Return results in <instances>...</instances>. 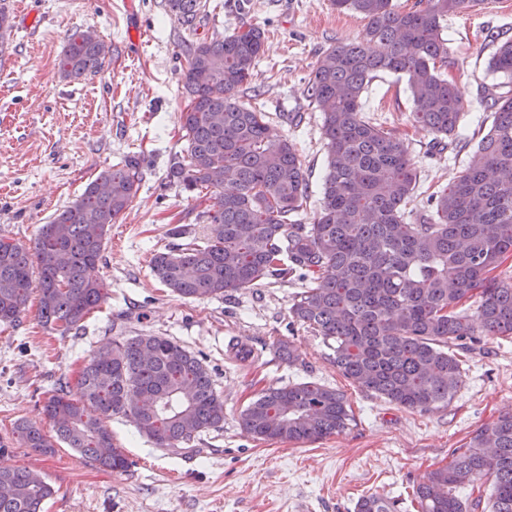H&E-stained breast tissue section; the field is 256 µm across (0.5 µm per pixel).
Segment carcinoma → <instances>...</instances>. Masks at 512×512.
I'll return each mask as SVG.
<instances>
[{
  "label": "carcinoma",
  "instance_id": "1",
  "mask_svg": "<svg viewBox=\"0 0 512 512\" xmlns=\"http://www.w3.org/2000/svg\"><path fill=\"white\" fill-rule=\"evenodd\" d=\"M368 19L371 40L322 51L304 95L322 113L328 170L313 222L299 215L309 179L288 139L269 135L268 115L237 97L263 50L257 26L221 40L190 43L181 81L183 155L167 179L188 192L207 189L202 212L210 233L150 261L155 277L186 299L221 297L266 279L298 283L289 314L322 337L341 373L357 387L409 410L450 404L464 385L459 352L485 337L512 338V276L495 274L512 255V97H491L494 121L468 167L430 196V212L407 209L417 184L408 146L363 120L361 94L380 73L406 79L413 119L452 138L464 104L439 73L448 65L441 20L466 0H426L402 11L393 0H332ZM193 28L201 0H169ZM104 45L81 33L61 60L79 78L101 69ZM512 77V41L489 62ZM141 161L129 156L102 170L58 210L28 248L0 239V324L14 325L32 290L43 325L66 336L105 301L92 272L107 232L137 198ZM470 301L474 314L459 308ZM54 437L19 420L14 434L44 453L66 443L106 469L130 462L106 425L134 416L140 433L173 454L224 425V399L205 361L166 336L112 340L83 366L77 393L59 382L44 403ZM255 438L304 443L339 434L355 422L340 391L316 382L270 387L240 414ZM50 483L26 468H0V512H43ZM420 512H512V412L475 430L447 466L417 483ZM355 512H397V501L366 494Z\"/></svg>",
  "mask_w": 512,
  "mask_h": 512
}]
</instances>
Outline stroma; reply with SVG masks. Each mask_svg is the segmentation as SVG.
<instances>
[{"label": "stroma", "instance_id": "35a3bbf8", "mask_svg": "<svg viewBox=\"0 0 512 512\" xmlns=\"http://www.w3.org/2000/svg\"><path fill=\"white\" fill-rule=\"evenodd\" d=\"M193 30H185L168 0H0L12 27L0 52V237L31 245L57 209L125 156L143 159L132 206L113 224L94 275L107 299L68 336L38 320L30 296L17 325L0 326V442L5 467L38 471L53 486L44 512H354L364 494L407 498L413 484L445 466L469 434L512 411V342L488 338L463 358L468 379L453 401L429 413L376 397L345 378L321 337L289 316L298 284L268 280L221 299L187 300L153 275L155 252L179 244L172 227L203 234L206 199L166 181L181 154L186 99L181 70L186 43L212 41L249 25L268 29L241 100L261 96L273 137L293 143L309 174L310 198L300 218L319 207L327 146L322 114L304 88L326 48L367 38V21L340 12L331 0H205ZM442 36L443 74L465 105L455 146L440 151L434 136L412 121L404 79L384 74L362 95V115L405 139L418 171L415 209L449 185L469 163L493 123L491 95L512 96V79L488 63L512 41V0H468L449 14ZM93 31L107 46L102 69L63 78L59 62L69 38ZM166 336L202 356L224 398V426L194 440V453L174 455L141 436L131 417L107 422L131 466L115 472L65 444L38 455L13 433L24 419L51 433L43 412L58 382L76 383L87 359L113 339ZM251 349L236 358L232 342ZM300 354L279 358V342ZM313 381L339 389L355 416L350 429L304 443L264 442L240 425V413L263 389Z\"/></svg>", "mask_w": 512, "mask_h": 512}]
</instances>
